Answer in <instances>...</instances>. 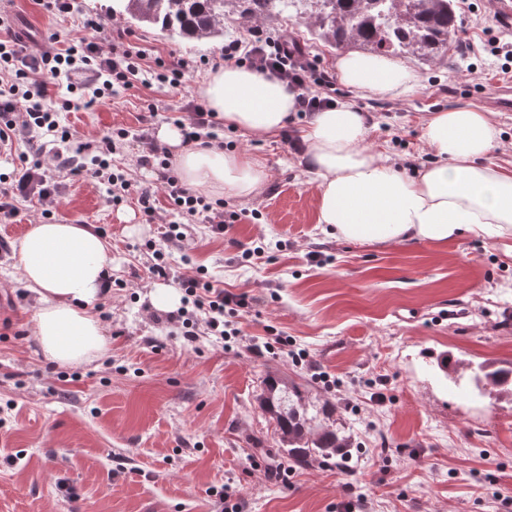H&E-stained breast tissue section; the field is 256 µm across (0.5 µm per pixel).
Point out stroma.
<instances>
[{"label":"stroma","instance_id":"obj_1","mask_svg":"<svg viewBox=\"0 0 512 512\" xmlns=\"http://www.w3.org/2000/svg\"><path fill=\"white\" fill-rule=\"evenodd\" d=\"M111 0H77V15L52 18L33 0H0L34 37L82 36L78 18L113 25ZM458 25L469 38L447 62L409 58L420 86L404 100H341L369 115L368 139L426 165L424 121L457 103L485 107L506 77L489 53L473 46L512 41L488 0H460ZM134 45L173 60L209 58L226 37L179 41L155 27L121 20ZM283 32L320 68L334 70L338 52L318 39L308 18L281 14L263 23ZM465 56L474 72L461 78ZM60 83L52 106L77 141L123 127L141 133L166 125L180 96L140 88L88 110H69ZM158 109L149 116L148 105ZM225 147L263 160L268 187L256 198H225L242 218L223 237L191 228L190 261L163 235L167 213L149 223L135 203L113 205L91 173L61 174L56 219L93 225L112 252L115 283L94 306L108 339L93 361L49 360L32 336L36 301L20 282L14 246L41 219L19 202L0 221V512H224L232 489L242 512H512V402L464 394L446 381L438 355L478 364L512 362V255L502 244L462 234L445 245L354 244L324 234L316 222L317 186L283 136L260 142L220 128ZM282 241L251 266L242 248ZM177 274L202 267L205 279L246 295L240 336L222 345L188 342L180 323L155 308L148 272L153 250ZM272 333L288 337L306 358L255 355ZM276 372L306 384L316 405H335L352 436V468L289 465L286 482L265 480L273 426L258 406L261 381Z\"/></svg>","mask_w":512,"mask_h":512}]
</instances>
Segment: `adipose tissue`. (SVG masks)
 Segmentation results:
<instances>
[{
  "label": "adipose tissue",
  "mask_w": 512,
  "mask_h": 512,
  "mask_svg": "<svg viewBox=\"0 0 512 512\" xmlns=\"http://www.w3.org/2000/svg\"><path fill=\"white\" fill-rule=\"evenodd\" d=\"M340 82L361 95L401 100L419 77L400 59L349 50L336 59ZM200 99L226 127L268 140L295 110L286 83L244 66L209 70ZM304 166L317 184V221L351 243L444 244L468 231L498 243L512 239V172L491 163L502 144L491 113L459 104L433 113L421 138L433 165L406 176L389 150L367 141L366 118L355 104L314 113L302 130ZM180 180L193 190L248 198L267 184L263 161L216 143L183 146L179 130L162 126ZM21 283L38 304L33 334L60 364L81 365L105 350L107 338L93 306L112 270L106 240L87 224L39 223L14 251Z\"/></svg>",
  "instance_id": "1"
}]
</instances>
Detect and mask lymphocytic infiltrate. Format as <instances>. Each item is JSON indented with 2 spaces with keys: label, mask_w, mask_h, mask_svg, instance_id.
Wrapping results in <instances>:
<instances>
[{
  "label": "lymphocytic infiltrate",
  "mask_w": 512,
  "mask_h": 512,
  "mask_svg": "<svg viewBox=\"0 0 512 512\" xmlns=\"http://www.w3.org/2000/svg\"><path fill=\"white\" fill-rule=\"evenodd\" d=\"M86 36L72 39L59 48L57 35H50L37 53H29L20 35L8 32L0 37V142H25L29 159L17 172L0 174V214L13 217L18 213V200L53 203L60 193L59 171L73 166L69 156L71 134L50 108L56 88L65 79L91 73V83L73 88L68 107L91 108L98 100L125 93L136 86L155 84L171 89L186 85L185 76L194 69L192 60L180 58L165 61L153 56L151 49L133 45L120 26L105 27L97 17L82 18ZM230 62L273 75L288 83L295 92L297 116L303 117L336 102V78L321 70L316 59L299 47L290 45L286 35L268 32L257 26L247 37L225 42L219 55L210 60L211 67ZM173 123L183 136L185 145L210 138L218 126L217 117L204 103L191 100L184 116ZM141 147L138 164L157 170L155 182L142 185L129 177L120 155L128 138ZM91 163L94 175L106 188L111 202L136 200L146 219H153L159 202H166L172 219L165 233L171 242L187 237L191 224L207 225L212 234H223L227 225L236 223L238 213H225L223 201H209L206 196L186 187L170 167L169 151L154 137L131 135L117 128L100 139ZM185 301L191 304L192 318L206 325L207 336L224 341L239 335L230 317L237 309L246 308L245 297L224 291L223 287L196 277L182 279Z\"/></svg>",
  "instance_id": "f902f5d3"
}]
</instances>
